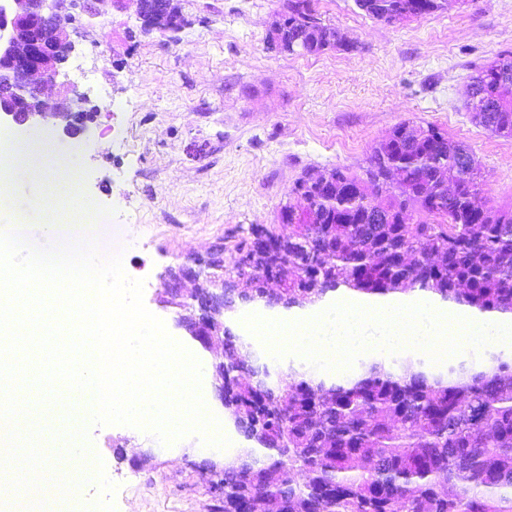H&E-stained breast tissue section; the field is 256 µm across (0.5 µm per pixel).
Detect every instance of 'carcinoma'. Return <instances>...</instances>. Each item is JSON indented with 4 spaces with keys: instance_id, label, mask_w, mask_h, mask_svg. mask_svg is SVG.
<instances>
[{
    "instance_id": "carcinoma-1",
    "label": "carcinoma",
    "mask_w": 512,
    "mask_h": 512,
    "mask_svg": "<svg viewBox=\"0 0 512 512\" xmlns=\"http://www.w3.org/2000/svg\"><path fill=\"white\" fill-rule=\"evenodd\" d=\"M314 0H283L302 54L355 49L321 22ZM387 23L432 13L435 0H356ZM473 118L512 138V54L466 90ZM482 169L439 128L401 122L362 174L300 177L276 224L239 227L232 266L290 309L341 289L422 296L512 316V206L477 203ZM280 272L275 281L268 276ZM252 344L224 328V415L252 448L224 471L221 512H512V360L426 370L372 362L339 382L289 368L271 388Z\"/></svg>"
}]
</instances>
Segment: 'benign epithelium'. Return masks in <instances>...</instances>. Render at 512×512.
Returning a JSON list of instances; mask_svg holds the SVG:
<instances>
[{
  "label": "benign epithelium",
  "instance_id": "benign-epithelium-1",
  "mask_svg": "<svg viewBox=\"0 0 512 512\" xmlns=\"http://www.w3.org/2000/svg\"><path fill=\"white\" fill-rule=\"evenodd\" d=\"M107 0H0V122L33 133L57 118L60 128L72 138L83 135L93 122L97 109L87 107L88 99L66 80L64 64L75 49L73 36L86 32L93 19L102 14ZM138 16L145 30L177 29L187 24L174 0H159L149 11L144 0H137ZM285 25L274 27L270 48L281 52L296 49L282 34ZM51 83L62 89L59 100L50 105L42 98L43 86ZM224 254V245L214 247L207 256L192 263L167 267L160 278L165 282L166 306L188 305L196 310L191 321L181 319L178 326L188 336L208 347L215 336L224 335V295L237 287L232 280H216L213 261ZM196 288L184 296L185 283Z\"/></svg>",
  "mask_w": 512,
  "mask_h": 512
}]
</instances>
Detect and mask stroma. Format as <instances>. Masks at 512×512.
Wrapping results in <instances>:
<instances>
[{
  "label": "stroma",
  "mask_w": 512,
  "mask_h": 512,
  "mask_svg": "<svg viewBox=\"0 0 512 512\" xmlns=\"http://www.w3.org/2000/svg\"><path fill=\"white\" fill-rule=\"evenodd\" d=\"M188 23L177 39L140 30L135 0L102 15L77 41L68 79L100 112L79 145L83 190L110 208L108 224L135 233L123 264L144 282V304L175 337L186 307L159 302L163 270L223 243L232 231L273 224L310 170L361 171L400 122L433 125L481 164V197L512 203V139L476 125L464 91L484 63L512 52V0H449L399 23L370 18L355 0H315L326 25L358 45L317 55L271 50L282 0H177ZM110 147L99 151L100 139ZM122 197H114L115 185ZM228 449L192 433L172 445L134 428L91 425L87 443L115 493L85 480L50 512H206L211 463L246 447L226 426Z\"/></svg>",
  "instance_id": "35a3bbf8"
}]
</instances>
